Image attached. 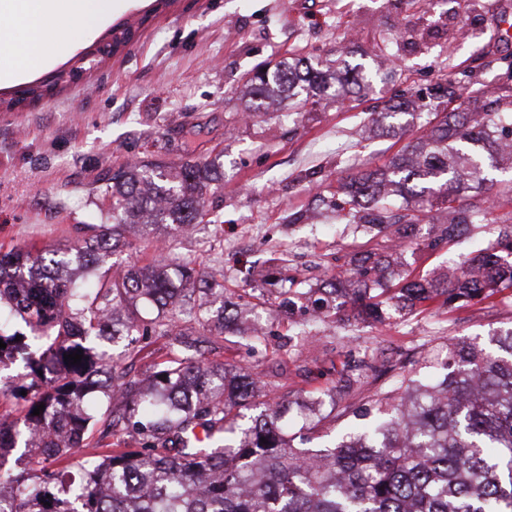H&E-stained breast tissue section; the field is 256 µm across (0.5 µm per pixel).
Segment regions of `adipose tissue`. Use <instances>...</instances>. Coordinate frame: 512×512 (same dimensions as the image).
Instances as JSON below:
<instances>
[{
	"mask_svg": "<svg viewBox=\"0 0 512 512\" xmlns=\"http://www.w3.org/2000/svg\"><path fill=\"white\" fill-rule=\"evenodd\" d=\"M109 7L110 0H0V41L8 45L6 58L0 60V81L41 67L46 20L63 14L83 27Z\"/></svg>",
	"mask_w": 512,
	"mask_h": 512,
	"instance_id": "obj_1",
	"label": "adipose tissue"
}]
</instances>
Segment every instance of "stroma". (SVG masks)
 Segmentation results:
<instances>
[{
  "label": "stroma",
  "mask_w": 512,
  "mask_h": 512,
  "mask_svg": "<svg viewBox=\"0 0 512 512\" xmlns=\"http://www.w3.org/2000/svg\"><path fill=\"white\" fill-rule=\"evenodd\" d=\"M154 5L112 0L101 28L83 34L67 17L49 21L44 65L0 87V99L9 100L14 89L74 65L118 23L150 18L81 82L21 109L0 108V248L65 247L79 227L106 223L111 200L103 187L118 167L220 159L218 204L167 253L223 280L245 312L242 334L252 319L264 320L261 342L228 336L202 359L246 365L268 383L272 401L311 403L335 389L336 407L284 422L296 439L314 424L353 425L335 408L368 406L395 379L432 376L448 358L449 340L512 325V298L369 328L347 315L312 324L305 310L274 313L253 297L276 259H287L290 274L326 278L363 243L335 213L320 210L302 224L295 218L315 194L333 196L338 178L381 166L402 148L391 135L358 140L372 113L409 99L413 137L442 110L512 113V0H172L158 13ZM61 41L73 44L64 56L55 50ZM295 54L314 65L361 66L372 85L342 108L324 98L297 113L245 118L252 70ZM487 194L494 221L474 225L470 239L435 252L405 250L417 274L486 246L494 222L512 221V173ZM305 326L312 337L303 341L297 333ZM344 375L355 385L341 388Z\"/></svg>",
  "instance_id": "35a3bbf8"
}]
</instances>
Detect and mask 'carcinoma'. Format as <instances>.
Masks as SVG:
<instances>
[{
	"label": "carcinoma",
	"mask_w": 512,
	"mask_h": 512,
	"mask_svg": "<svg viewBox=\"0 0 512 512\" xmlns=\"http://www.w3.org/2000/svg\"><path fill=\"white\" fill-rule=\"evenodd\" d=\"M342 70L290 57L257 68L248 83L271 105L302 109L324 97L342 104L365 88L350 85ZM409 108L407 100L388 106L371 129L398 133ZM503 118L444 112L385 166L339 178L348 225L364 236L385 233L386 244L352 251L345 270L319 284L289 281L279 307L311 298L317 319L350 306L358 322L374 326L437 303L450 312L497 303L512 289V223L439 277L403 269L402 253L423 223L421 246L433 250L485 219L488 175L512 166V140L496 137ZM111 181L112 223L86 226L90 235L68 248L0 252V301L44 341L31 351L24 336L0 330V371L18 356L25 369L0 390L24 400L22 423L0 418V457L34 448L38 465L0 470V512H512V327L451 344L444 373L400 379L361 414L365 422L314 453L281 432L275 402L245 421L267 387L256 374L196 358L202 337L230 331L226 314L208 317L209 305L224 302V285L193 287L198 274L184 260L100 271L132 246L130 230L191 233L224 172L209 161H135ZM74 265L83 280L74 279ZM140 303L156 315L142 317ZM185 315L201 331L179 330ZM152 335L171 343L145 386L127 378L114 347L134 348ZM80 351L81 363L64 360ZM105 372L109 381L90 382ZM93 386L104 398L97 410L85 404ZM128 433L139 436L138 446L126 442ZM90 438L105 452L83 465L72 487L71 450Z\"/></svg>",
	"instance_id": "1"
}]
</instances>
